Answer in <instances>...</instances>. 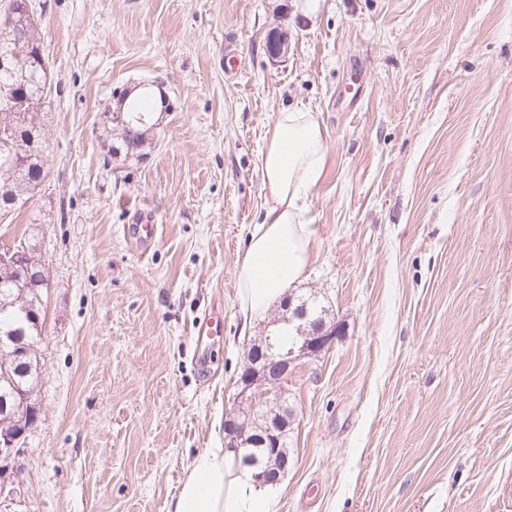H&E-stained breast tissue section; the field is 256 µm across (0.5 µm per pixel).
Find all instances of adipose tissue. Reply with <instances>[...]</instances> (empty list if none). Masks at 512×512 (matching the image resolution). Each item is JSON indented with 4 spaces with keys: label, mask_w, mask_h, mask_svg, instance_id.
I'll return each instance as SVG.
<instances>
[{
    "label": "adipose tissue",
    "mask_w": 512,
    "mask_h": 512,
    "mask_svg": "<svg viewBox=\"0 0 512 512\" xmlns=\"http://www.w3.org/2000/svg\"><path fill=\"white\" fill-rule=\"evenodd\" d=\"M326 156V131L315 113L301 107L275 115L261 155L264 214L252 228L239 275L245 317L264 314L303 275L312 248L305 201ZM166 512H274V495L255 483L235 449L206 448L193 456Z\"/></svg>",
    "instance_id": "1"
}]
</instances>
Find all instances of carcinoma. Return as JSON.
<instances>
[{
    "label": "carcinoma",
    "mask_w": 512,
    "mask_h": 512,
    "mask_svg": "<svg viewBox=\"0 0 512 512\" xmlns=\"http://www.w3.org/2000/svg\"><path fill=\"white\" fill-rule=\"evenodd\" d=\"M10 50L21 58L38 59L44 55L38 25L35 21L19 24V35ZM127 94L118 97L122 110L123 124L103 119V133L112 136L119 129V145H111L106 154V162L112 163V153L125 154L138 151L144 145L147 131L152 128L151 116L154 103L148 96L126 100ZM9 129L13 139L5 149L0 143V154L5 152L11 159L10 166L0 170V210L21 208L29 200L45 177L44 158L47 143L41 129L33 121L21 120L8 105L0 100V129ZM45 286L38 278L18 279L15 269L0 265V349L14 344L20 336L33 334L26 315H45L43 292ZM14 374V383L25 388L37 387L41 378L38 361L8 363Z\"/></svg>",
    "instance_id": "carcinoma-1"
}]
</instances>
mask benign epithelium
I'll list each match as a JSON object with an SVG mask.
<instances>
[{
	"instance_id": "benign-epithelium-1",
	"label": "benign epithelium",
	"mask_w": 512,
	"mask_h": 512,
	"mask_svg": "<svg viewBox=\"0 0 512 512\" xmlns=\"http://www.w3.org/2000/svg\"><path fill=\"white\" fill-rule=\"evenodd\" d=\"M15 5L16 0H10L6 21L0 24V45L15 41ZM0 72L13 76L12 82L0 85V99L17 111L30 113L46 101L48 71L42 72L32 63L25 65L17 56L1 54ZM0 263L25 276L33 269L47 271L24 243L1 252ZM307 317L305 306L284 301L276 323L296 325L300 340L288 345L274 331L253 343L232 407L225 414L229 446L242 452L243 464L254 469V478L262 484H276L288 472L289 456L282 450V442L288 438L291 417L284 400L289 369L301 357L323 352L335 339L333 331L321 324L305 326ZM32 400L33 393L17 387L9 400L0 402V512H20L18 507L25 501L17 469L24 439L38 420L39 408Z\"/></svg>"
}]
</instances>
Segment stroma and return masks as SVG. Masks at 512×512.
I'll return each mask as SVG.
<instances>
[{
  "label": "stroma",
  "instance_id": "stroma-1",
  "mask_svg": "<svg viewBox=\"0 0 512 512\" xmlns=\"http://www.w3.org/2000/svg\"><path fill=\"white\" fill-rule=\"evenodd\" d=\"M303 3L36 0L47 175L0 223V245L39 224L51 281L23 512H166L193 455L223 447L280 311L239 314L261 154L299 106L328 152L287 294L316 298L338 335L285 384L275 512H512V0ZM154 80L169 110L141 155L105 164L104 108ZM147 218L142 251L126 228Z\"/></svg>",
  "mask_w": 512,
  "mask_h": 512
}]
</instances>
